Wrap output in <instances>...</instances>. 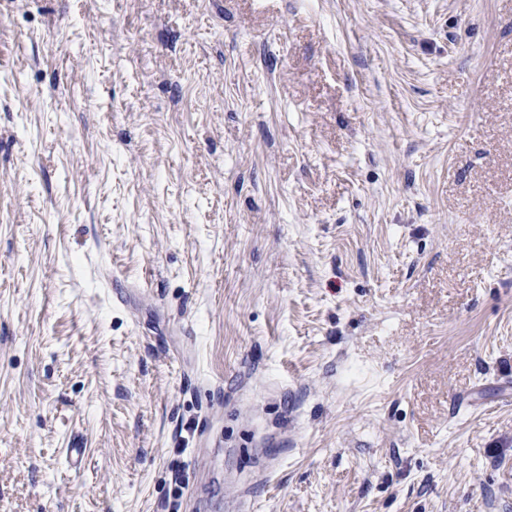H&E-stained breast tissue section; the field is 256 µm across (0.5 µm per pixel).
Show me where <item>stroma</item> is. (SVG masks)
<instances>
[{
	"instance_id": "35a3bbf8",
	"label": "stroma",
	"mask_w": 512,
	"mask_h": 512,
	"mask_svg": "<svg viewBox=\"0 0 512 512\" xmlns=\"http://www.w3.org/2000/svg\"><path fill=\"white\" fill-rule=\"evenodd\" d=\"M0 512H512V0H0Z\"/></svg>"
}]
</instances>
